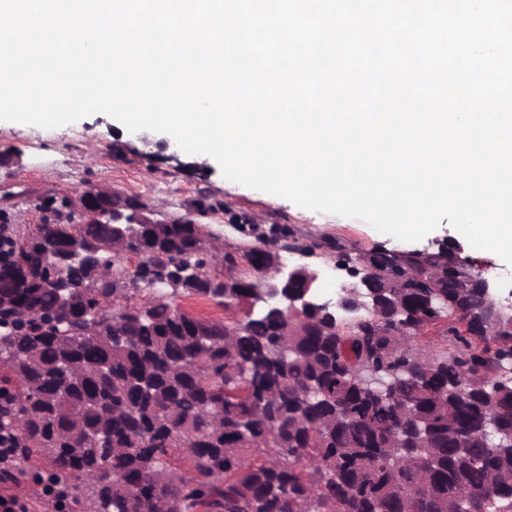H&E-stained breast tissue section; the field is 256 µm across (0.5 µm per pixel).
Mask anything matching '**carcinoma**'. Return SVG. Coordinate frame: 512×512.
Masks as SVG:
<instances>
[{
	"mask_svg": "<svg viewBox=\"0 0 512 512\" xmlns=\"http://www.w3.org/2000/svg\"><path fill=\"white\" fill-rule=\"evenodd\" d=\"M80 233L62 292L46 266ZM112 221L44 224L0 260V434L19 436L6 470L49 472L78 512H512V304L484 302L454 272L432 285H368L358 315L317 304L285 318L258 298L257 259L191 288H141L94 308V268ZM191 224H137L131 252L202 263ZM442 248L407 262L443 263ZM188 294L232 310L181 308ZM498 321L468 336L462 312ZM17 310L28 317L14 330ZM400 323L384 335L374 316ZM58 321L43 327L45 318ZM441 343H423L432 327ZM365 360L373 372L357 373Z\"/></svg>",
	"mask_w": 512,
	"mask_h": 512,
	"instance_id": "obj_1",
	"label": "carcinoma"
}]
</instances>
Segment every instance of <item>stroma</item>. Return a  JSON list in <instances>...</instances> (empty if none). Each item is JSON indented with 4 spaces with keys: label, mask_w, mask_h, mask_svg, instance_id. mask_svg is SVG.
Masks as SVG:
<instances>
[{
    "label": "stroma",
    "mask_w": 512,
    "mask_h": 512,
    "mask_svg": "<svg viewBox=\"0 0 512 512\" xmlns=\"http://www.w3.org/2000/svg\"><path fill=\"white\" fill-rule=\"evenodd\" d=\"M0 150L19 158L18 165L0 169V214L15 237L35 234L43 224V196H68L91 182L141 195L171 212L203 202L210 209L204 220L209 243L230 250L259 241L274 248L284 231L306 243L337 240L355 254L403 246L360 219L307 210L229 181L213 158L185 153L161 133L137 138L102 113L54 129L2 122Z\"/></svg>",
    "instance_id": "obj_1"
}]
</instances>
